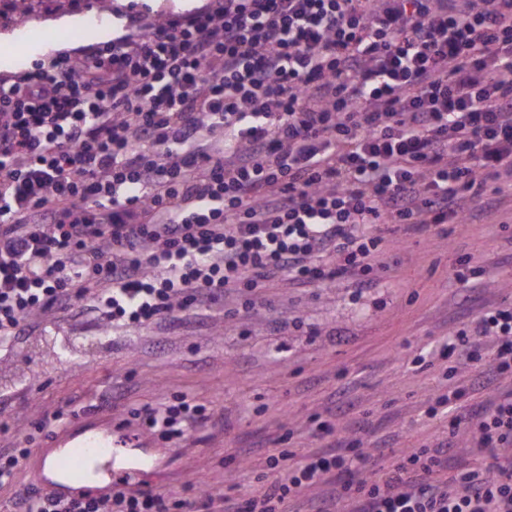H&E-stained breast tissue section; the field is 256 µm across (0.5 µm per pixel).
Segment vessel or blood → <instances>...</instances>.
I'll return each instance as SVG.
<instances>
[{"label": "vessel or blood", "mask_w": 512, "mask_h": 512, "mask_svg": "<svg viewBox=\"0 0 512 512\" xmlns=\"http://www.w3.org/2000/svg\"><path fill=\"white\" fill-rule=\"evenodd\" d=\"M138 441V434L119 429L111 414L91 411L55 429L48 443L33 451L39 483L60 496H103L121 483L137 484L145 475V460L130 457L129 450ZM45 459L52 462L46 471L40 467Z\"/></svg>", "instance_id": "b4317fda"}]
</instances>
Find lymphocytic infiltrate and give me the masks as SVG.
I'll return each mask as SVG.
<instances>
[{
	"instance_id": "lymphocytic-infiltrate-1",
	"label": "lymphocytic infiltrate",
	"mask_w": 512,
	"mask_h": 512,
	"mask_svg": "<svg viewBox=\"0 0 512 512\" xmlns=\"http://www.w3.org/2000/svg\"><path fill=\"white\" fill-rule=\"evenodd\" d=\"M512 199V0H216L57 55L0 89V345L81 307L115 331L285 280L357 292L386 227L447 236ZM432 443L375 465L365 414L314 415L222 512H512V301L448 327ZM487 396L474 398L477 385ZM169 447L211 415L133 416ZM487 459L459 461L460 447ZM13 512H212L122 486Z\"/></svg>"
}]
</instances>
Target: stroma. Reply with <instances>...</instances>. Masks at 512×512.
<instances>
[{"label": "stroma", "mask_w": 512, "mask_h": 512, "mask_svg": "<svg viewBox=\"0 0 512 512\" xmlns=\"http://www.w3.org/2000/svg\"><path fill=\"white\" fill-rule=\"evenodd\" d=\"M181 2L112 0L105 21L118 35L127 13L176 14ZM80 47L64 29L47 42L0 41V79ZM448 230L444 238L388 235L376 286L359 297L345 277L326 287L277 281L262 289L250 317L235 315L229 298L188 322L123 334L74 311L41 316L13 346L0 348V455L44 445L51 432L37 423L54 412L80 415L96 405L118 423L133 409L180 395L213 418L191 428L180 448L142 433L162 473L153 488L167 494L218 498L231 485L256 490L255 470L266 455L283 447L304 454L310 417L342 402L367 412L377 436H393L394 447L417 446L434 435L421 413L442 374L437 365L422 371L407 365V355L439 349L462 304L512 298V203L498 223ZM461 252L485 270L466 286L452 276ZM63 336L73 337L83 354L68 369L56 355ZM25 386L27 397L4 401ZM240 448L253 449V456L225 474V454Z\"/></svg>", "instance_id": "stroma-1"}]
</instances>
